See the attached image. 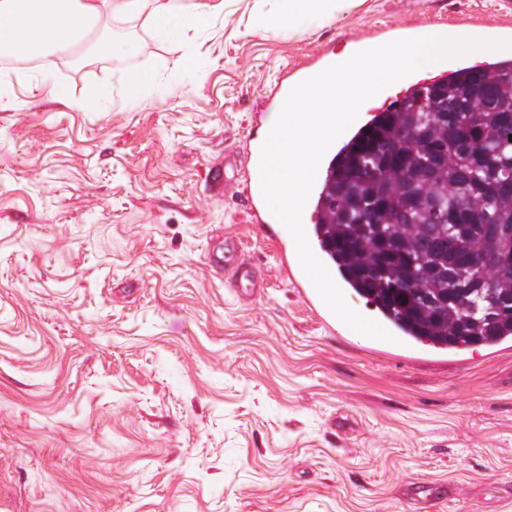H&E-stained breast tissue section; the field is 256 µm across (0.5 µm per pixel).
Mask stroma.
Returning <instances> with one entry per match:
<instances>
[{"label":"stroma","instance_id":"obj_1","mask_svg":"<svg viewBox=\"0 0 512 512\" xmlns=\"http://www.w3.org/2000/svg\"><path fill=\"white\" fill-rule=\"evenodd\" d=\"M507 0H362L317 31L253 27L224 0L167 40L115 20L126 54L53 73L86 97L129 68L122 111L33 102L0 64V512H512V342L441 352L330 320L280 272L225 159L248 162L283 68L435 23L512 38ZM267 286L236 296L207 240ZM455 483L435 504L413 487ZM154 86L151 73L141 69H127L112 78V82L98 85L93 92V101L113 110H121L139 97L147 94Z\"/></svg>","mask_w":512,"mask_h":512}]
</instances>
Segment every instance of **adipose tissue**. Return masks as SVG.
I'll use <instances>...</instances> for the list:
<instances>
[{"label": "adipose tissue", "mask_w": 512, "mask_h": 512, "mask_svg": "<svg viewBox=\"0 0 512 512\" xmlns=\"http://www.w3.org/2000/svg\"><path fill=\"white\" fill-rule=\"evenodd\" d=\"M357 0H270L258 20L259 29L275 34L286 28L313 30L348 13ZM213 0H0V53L36 59L39 87L52 101L76 112L92 103L120 110L154 86L151 73L127 69L98 85L92 99L73 97L68 87L53 81L60 53L95 35L106 20L148 13L155 33L164 38L203 25L218 13Z\"/></svg>", "instance_id": "1"}]
</instances>
